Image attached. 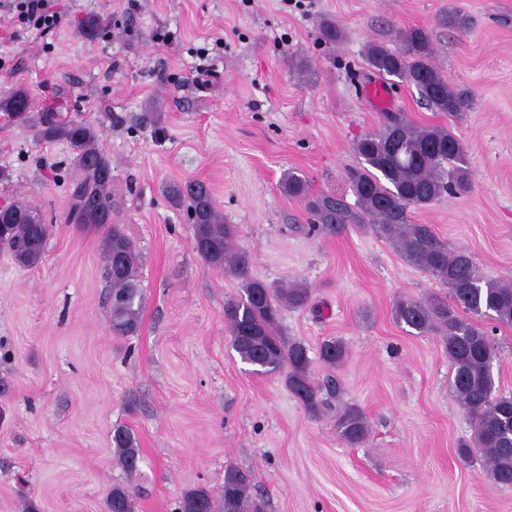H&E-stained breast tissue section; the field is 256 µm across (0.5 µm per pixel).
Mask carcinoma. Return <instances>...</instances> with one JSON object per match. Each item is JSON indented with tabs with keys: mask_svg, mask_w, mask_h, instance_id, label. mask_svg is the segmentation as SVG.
Masks as SVG:
<instances>
[{
	"mask_svg": "<svg viewBox=\"0 0 512 512\" xmlns=\"http://www.w3.org/2000/svg\"><path fill=\"white\" fill-rule=\"evenodd\" d=\"M317 30L326 44L342 40L341 29L330 21L319 22ZM397 40L400 47L395 50L368 43L367 63L382 76L414 86L433 111L461 118L470 100L434 63L428 31L410 27L399 31ZM31 109L25 91L0 93V112L24 119ZM382 117L379 130L359 137L353 145L359 158L358 165L348 171L354 203L342 195L311 194L307 180L296 172L288 173L283 189L304 202L313 225L336 234L351 226H367L408 263L448 288L447 298L399 300L393 317L417 335L439 339L452 367L450 392L471 418L472 437L459 445V454L468 458L471 449H481L487 475L498 485L512 487V393L502 392L496 384L492 367L497 343L480 326L485 318L512 325V283L485 277L466 251L450 249L432 225L413 224L409 219L413 208L426 207L445 194L470 192L471 172L460 140L447 127H418L400 112H384ZM37 133L71 148L78 177L70 191L68 222L102 231L110 329L116 336L134 334L142 311L139 256L112 217V161L99 148L100 130L91 122L42 114ZM165 194L173 205L186 209L194 249L201 259L240 280L239 294L224 302L234 351L255 371L282 376L288 392L309 413H319L320 386L313 379L309 349L302 341L283 336L280 329L281 311L306 307L310 288L300 282L275 285L254 277L249 252L235 244L236 226L226 223L205 184L173 181L165 185ZM49 231L29 203H11L0 212V248L25 266L41 260ZM319 354L324 364L337 367L348 351L332 338L321 344ZM335 427L339 440L349 447L369 436L367 417L354 405L336 413ZM112 445L116 464L134 476L140 451L133 432L126 427L113 429ZM254 490L251 471L228 468L220 496L205 487L189 489L181 497L178 512H264L265 503ZM134 508L131 486L113 485L108 512H134Z\"/></svg>",
	"mask_w": 512,
	"mask_h": 512,
	"instance_id": "cac0c4a2",
	"label": "carcinoma"
}]
</instances>
